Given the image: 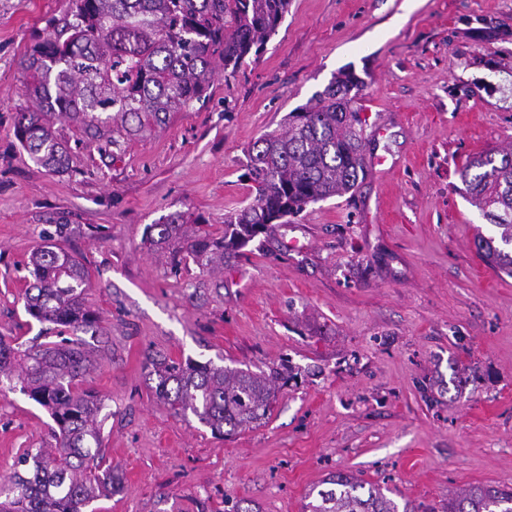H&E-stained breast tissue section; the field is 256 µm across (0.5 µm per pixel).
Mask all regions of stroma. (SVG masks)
<instances>
[{"label":"stroma","mask_w":512,"mask_h":512,"mask_svg":"<svg viewBox=\"0 0 512 512\" xmlns=\"http://www.w3.org/2000/svg\"><path fill=\"white\" fill-rule=\"evenodd\" d=\"M69 6L0 0V336L54 335L25 312L26 262L66 225L104 331L84 338L101 353L86 384L125 478L85 512H303L338 471L428 512L472 485L512 486V278L478 257L492 227L459 176L468 155L512 146V0H289L259 57L215 66L205 102L151 136L101 151L52 116L70 148L56 174L14 124L26 52ZM346 66L365 81L354 192L212 273L144 245L175 212L222 231L253 199L247 148ZM149 354L254 371L286 357L300 377L264 424L222 437L156 398ZM53 426L0 391V473L51 447Z\"/></svg>","instance_id":"35a3bbf8"}]
</instances>
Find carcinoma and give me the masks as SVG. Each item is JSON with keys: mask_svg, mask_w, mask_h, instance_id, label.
<instances>
[{"mask_svg": "<svg viewBox=\"0 0 512 512\" xmlns=\"http://www.w3.org/2000/svg\"><path fill=\"white\" fill-rule=\"evenodd\" d=\"M289 0H71L62 26L27 53L28 97L14 135L42 167L62 174L69 152L46 117L57 112L80 126L98 149L165 127L178 112L203 101L213 64L234 74L261 52L288 12ZM365 82L352 70L338 74L314 102L288 113L284 130L261 135L247 152L254 198L224 213V232L198 225L188 231L174 213L147 226L144 243L210 271L236 257L258 235L296 216L310 203L343 196L364 170ZM474 203L496 228L478 235L477 254L512 276V148L489 149L460 171ZM25 312L50 323L64 344L49 341L25 350L0 336V380L44 408L56 428L53 448L28 449L0 479V512H83L100 496L123 489V477L102 462V399L84 386L98 358L80 333L98 335L99 314L85 292L90 275L76 257L55 245L30 256ZM156 397L180 417L193 415L212 433L246 430L270 416L278 393L297 378L291 367L254 372L212 363L147 357ZM312 488L307 512H416L400 508L382 489L338 472ZM448 512H512V488L473 485L448 500Z\"/></svg>", "mask_w": 512, "mask_h": 512, "instance_id": "carcinoma-1", "label": "carcinoma"}]
</instances>
